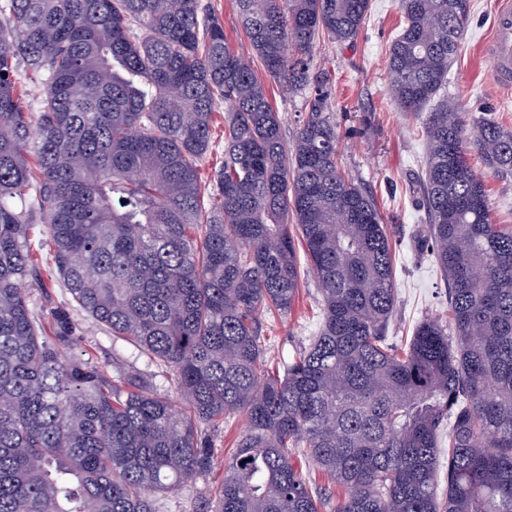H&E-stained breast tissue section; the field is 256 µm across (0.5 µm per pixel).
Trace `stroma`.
Segmentation results:
<instances>
[{"instance_id": "1", "label": "stroma", "mask_w": 512, "mask_h": 512, "mask_svg": "<svg viewBox=\"0 0 512 512\" xmlns=\"http://www.w3.org/2000/svg\"><path fill=\"white\" fill-rule=\"evenodd\" d=\"M498 0H470V21L461 51L448 73L445 95L460 102L468 120L487 117L512 127V86L499 84L492 73L486 43ZM404 19L398 0H371V9L357 40L338 45L317 41L310 68L327 74L330 114L339 136L338 161L371 195L385 224L395 232L397 308L387 330L391 341L406 342L423 317L448 315V287L430 256L416 246L427 223L422 194L426 157L425 119L401 112L390 97L386 58ZM254 69L273 108L282 117L285 146H292L306 113L307 90L283 93L264 70ZM483 177L496 223L512 224V176L495 173L474 158ZM302 293L288 317H266L263 334L271 362L293 356L320 323L319 294L313 275L302 270ZM74 350L97 365L111 364L112 336L91 316L72 309ZM231 432L212 433L214 462L209 474L159 495L160 512H192L202 496L214 492L224 477V462L234 453L242 420Z\"/></svg>"}]
</instances>
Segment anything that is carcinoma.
Segmentation results:
<instances>
[{"instance_id":"1","label":"carcinoma","mask_w":512,"mask_h":512,"mask_svg":"<svg viewBox=\"0 0 512 512\" xmlns=\"http://www.w3.org/2000/svg\"><path fill=\"white\" fill-rule=\"evenodd\" d=\"M235 3L270 77L319 85L289 151L252 61L199 0H0V512H158L156 494L210 472L203 426L238 416L224 481L193 512H512V224L494 223L469 161L512 175V128L470 125L453 99L427 113L417 247L451 314L391 344L392 239L338 166L310 69L320 34L358 38L370 0ZM399 7L388 92L416 116L448 78L468 0ZM29 86L45 90L36 107ZM45 251L70 294L50 336L23 287ZM304 263L321 321L274 372L262 318L292 311ZM71 306L149 370L67 355ZM157 377L180 404L150 390ZM297 456L341 495L310 486ZM224 159V108L217 114L213 139L209 152L201 167L203 176L207 177L211 168Z\"/></svg>"}]
</instances>
